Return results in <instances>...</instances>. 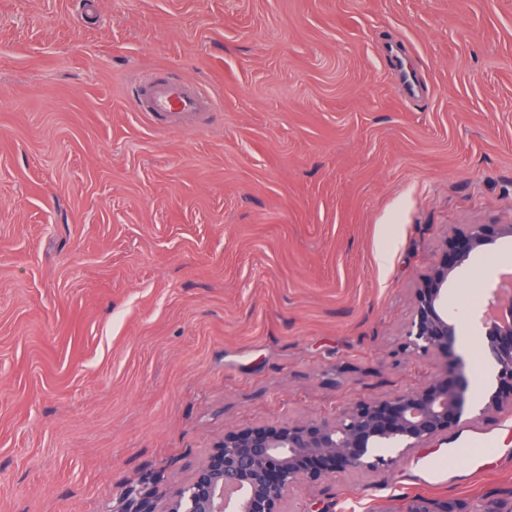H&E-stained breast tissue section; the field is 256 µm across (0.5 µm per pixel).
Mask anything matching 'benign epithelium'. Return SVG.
<instances>
[{
    "instance_id": "1",
    "label": "benign epithelium",
    "mask_w": 512,
    "mask_h": 512,
    "mask_svg": "<svg viewBox=\"0 0 512 512\" xmlns=\"http://www.w3.org/2000/svg\"><path fill=\"white\" fill-rule=\"evenodd\" d=\"M512 236V224H468L448 233L438 264L415 289L406 349L438 360L435 380L382 400L358 401L336 418L308 417L233 430L206 455L191 480L169 498L164 512H287L301 485L340 471H369L401 460L459 424L467 409L463 363L453 349L463 315L448 309V285L495 239ZM483 357L494 369L478 418L512 410V292L496 289L480 318ZM322 466L312 469L306 461ZM121 512H158L154 494L131 489ZM402 512H469L419 497Z\"/></svg>"
}]
</instances>
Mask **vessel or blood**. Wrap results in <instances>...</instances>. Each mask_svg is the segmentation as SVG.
I'll list each match as a JSON object with an SVG mask.
<instances>
[{
  "mask_svg": "<svg viewBox=\"0 0 512 512\" xmlns=\"http://www.w3.org/2000/svg\"><path fill=\"white\" fill-rule=\"evenodd\" d=\"M138 104L151 116H162L181 123L184 116L213 110L215 99L197 86L165 78H147L139 82Z\"/></svg>",
  "mask_w": 512,
  "mask_h": 512,
  "instance_id": "vessel-or-blood-1",
  "label": "vessel or blood"
}]
</instances>
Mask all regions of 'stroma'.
<instances>
[{
	"instance_id": "35a3bbf8",
	"label": "stroma",
	"mask_w": 512,
	"mask_h": 512,
	"mask_svg": "<svg viewBox=\"0 0 512 512\" xmlns=\"http://www.w3.org/2000/svg\"><path fill=\"white\" fill-rule=\"evenodd\" d=\"M147 73L216 109L146 117ZM462 224H512V0H0V512L164 499L225 432L433 380L405 332ZM507 265L449 288L464 333ZM511 495L506 410L287 510Z\"/></svg>"
}]
</instances>
